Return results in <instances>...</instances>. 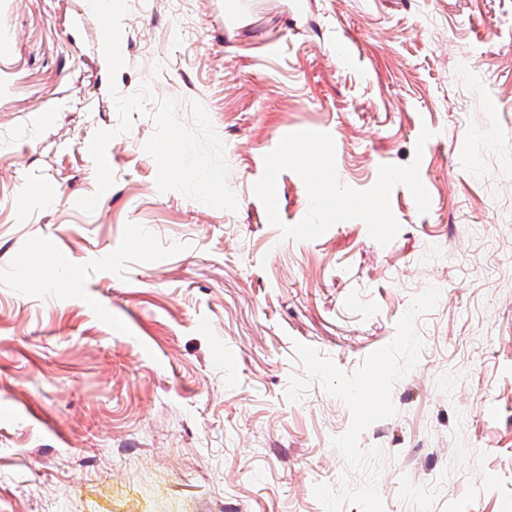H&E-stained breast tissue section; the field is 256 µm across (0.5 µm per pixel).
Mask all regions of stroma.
<instances>
[{
	"label": "stroma",
	"instance_id": "stroma-1",
	"mask_svg": "<svg viewBox=\"0 0 512 512\" xmlns=\"http://www.w3.org/2000/svg\"><path fill=\"white\" fill-rule=\"evenodd\" d=\"M127 4L117 94L188 125L200 102L238 209L159 191L139 116L81 211L118 124L101 25L88 0H0V512H324L315 485L360 484L332 444L352 414L317 380L287 398L297 346L354 373L431 285L397 414L359 446L385 512H512V0H248L231 26L223 0ZM304 130L355 189L420 159L428 213L399 186L388 245L358 220L282 240L253 185ZM276 197L305 217L295 172Z\"/></svg>",
	"mask_w": 512,
	"mask_h": 512
}]
</instances>
